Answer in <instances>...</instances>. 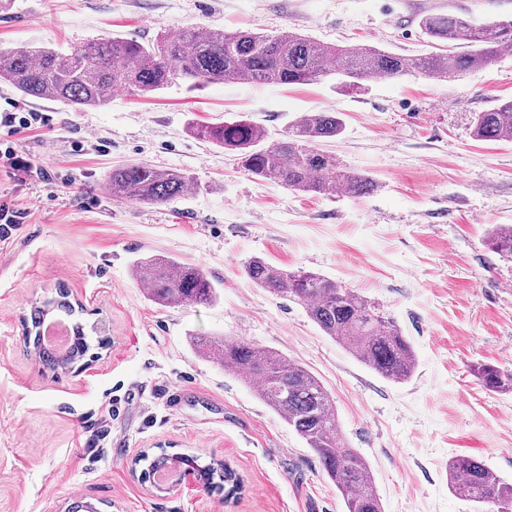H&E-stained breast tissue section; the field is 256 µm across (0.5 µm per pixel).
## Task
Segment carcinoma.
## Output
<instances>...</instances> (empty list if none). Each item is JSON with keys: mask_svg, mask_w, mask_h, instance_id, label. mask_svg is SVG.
<instances>
[{"mask_svg": "<svg viewBox=\"0 0 512 512\" xmlns=\"http://www.w3.org/2000/svg\"><path fill=\"white\" fill-rule=\"evenodd\" d=\"M421 26L436 45L460 42L470 50L401 56L366 45L324 44L289 29L269 35L202 26L164 35L152 45L123 37L92 39L69 52L18 45L0 50V82L25 96L88 108L110 101L116 91L148 94L178 80L200 89L242 79L299 85L334 76L360 87L376 77H456L512 49V18L475 25L456 15L431 14ZM344 129L338 112H307L281 139L268 144L265 130L247 119L188 125L197 139L235 152L244 171L256 178L323 195L371 194L378 189L373 178L349 170L336 156L319 149L320 142L342 135ZM472 133L478 140L512 139V99L474 113ZM109 185L116 199L149 204L199 191L196 178L188 172L160 170L143 162L113 169ZM490 246L501 258L511 260L512 225H497ZM244 272L256 286L302 303L325 335L380 376L401 383L414 374L417 360L410 342L378 304L358 292L320 273L288 271L258 257L245 263ZM134 276L146 284L148 298L161 307L187 301L211 304L218 299L202 268L173 257L141 258L134 263ZM48 307L68 316L75 313L68 290L58 286L57 297L31 310L25 341L47 369L69 370L90 345L77 322L72 326L75 341L69 356L56 357L42 349L40 324ZM192 343L199 356L249 381L258 398L304 440L340 493L345 512H383L368 461L341 438L333 400L313 374L278 352L249 342L194 337ZM473 373L489 391L512 389V374L494 366L478 363ZM448 488L485 512H512V483L476 458L457 456L448 462Z\"/></svg>", "mask_w": 512, "mask_h": 512, "instance_id": "carcinoma-1", "label": "carcinoma"}]
</instances>
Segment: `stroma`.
<instances>
[{
  "label": "stroma",
  "mask_w": 512,
  "mask_h": 512,
  "mask_svg": "<svg viewBox=\"0 0 512 512\" xmlns=\"http://www.w3.org/2000/svg\"><path fill=\"white\" fill-rule=\"evenodd\" d=\"M441 13L512 17V0H0V50L68 51L112 36L149 44L207 26L424 55L435 47L420 21ZM5 98L50 120L0 129L49 173L0 166V201L22 214L0 240V512L84 502L97 512H344L305 443L248 383L198 356L195 336L245 340L312 372L343 439L368 460L384 512H476L448 489L456 455L512 482V393L485 390L470 371L512 373V262L488 243L495 225L512 224V140L472 135L474 113L512 98V53L455 78L383 77L361 90L333 77L195 91L179 81L78 109L0 83ZM307 112L341 113L343 134L321 148L377 191H294L187 131L242 114L274 141ZM134 162L188 171L200 189L163 204L113 200V168ZM152 255L202 267L218 301L155 305L132 271ZM254 257L378 302L415 350L413 376H379L300 302L256 287L243 271ZM61 283L81 305L75 320L102 323L109 344L88 365L53 372L25 346L23 319ZM163 452L228 465L243 490L229 496L193 476L157 485L140 457Z\"/></svg>",
  "instance_id": "obj_1"
}]
</instances>
